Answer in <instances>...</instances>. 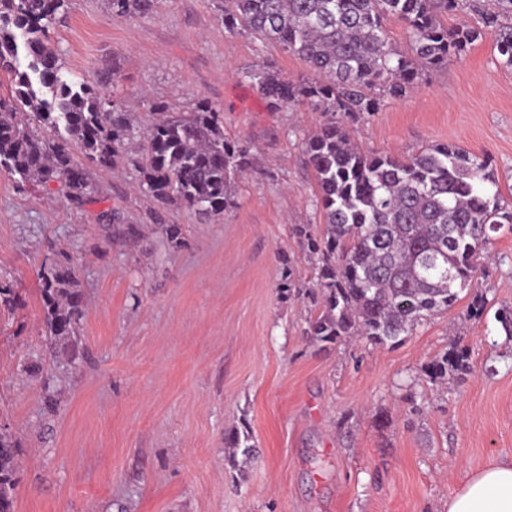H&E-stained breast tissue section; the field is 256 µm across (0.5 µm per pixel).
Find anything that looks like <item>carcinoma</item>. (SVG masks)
<instances>
[{
    "mask_svg": "<svg viewBox=\"0 0 512 512\" xmlns=\"http://www.w3.org/2000/svg\"><path fill=\"white\" fill-rule=\"evenodd\" d=\"M66 0H0V68L14 72L11 97H0V168L22 183L60 184L65 201L82 208L93 186L74 161L78 148L99 167L120 156L130 136L125 114L107 91L116 72L97 82L64 79L48 27ZM230 33H249L300 56L316 74L294 81L268 64L247 77L275 106L300 99L320 104L327 124L305 144L323 209L321 235L295 226L320 264L323 307L307 335L334 343L360 336L395 345L417 326L452 309L472 287L494 234L512 224L506 199L485 158L434 144L408 159L365 152L342 128V118L374 112L383 98L401 99L424 72L446 68L478 40L493 37L499 61L512 68V0H495L476 26H444L440 16L465 0H213ZM159 0H106L117 20L153 14ZM405 31L409 50L389 41L385 21ZM26 69L14 66L19 51ZM43 127L39 133L28 117ZM341 120H336V117ZM142 188L159 203L180 202L204 214L234 204L236 177L252 167L247 151L224 138L218 110L206 101L188 116L157 112L143 133ZM49 338L73 342L84 297L74 274L57 267L42 275ZM512 342V307L495 311ZM468 369L467 348L454 343L427 366L440 382ZM249 434L224 437L228 448L252 456ZM0 431V512H14L16 457Z\"/></svg>",
    "mask_w": 512,
    "mask_h": 512,
    "instance_id": "obj_1",
    "label": "carcinoma"
}]
</instances>
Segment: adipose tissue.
<instances>
[{"label": "adipose tissue", "instance_id": "adipose-tissue-1", "mask_svg": "<svg viewBox=\"0 0 512 512\" xmlns=\"http://www.w3.org/2000/svg\"><path fill=\"white\" fill-rule=\"evenodd\" d=\"M448 512H512V459L491 460L448 499Z\"/></svg>", "mask_w": 512, "mask_h": 512}]
</instances>
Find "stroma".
Here are the masks:
<instances>
[{"label":"stroma","mask_w":512,"mask_h":512,"mask_svg":"<svg viewBox=\"0 0 512 512\" xmlns=\"http://www.w3.org/2000/svg\"><path fill=\"white\" fill-rule=\"evenodd\" d=\"M49 38L66 78L116 68L110 95L133 130L153 104L186 115L205 100L254 165L219 215L155 201L134 141L114 166L89 167L80 209L0 170V285L15 292L0 305V430L18 448L15 512H447L470 472L512 457V346L493 316L512 306V232L474 287L482 318L464 299L394 347L315 342L319 265L294 228H323L305 142L327 116L272 109L246 76L265 60L306 79V62L226 32L213 0L127 20L105 0H68ZM343 125L373 153L459 146L512 188V69L492 38ZM53 263L87 301L76 354L47 336ZM456 341L469 368L434 385L424 368ZM231 429L248 431L253 458L225 447Z\"/></svg>","instance_id":"1"}]
</instances>
